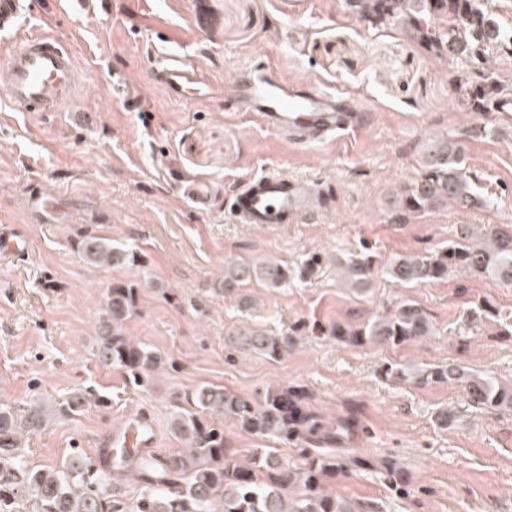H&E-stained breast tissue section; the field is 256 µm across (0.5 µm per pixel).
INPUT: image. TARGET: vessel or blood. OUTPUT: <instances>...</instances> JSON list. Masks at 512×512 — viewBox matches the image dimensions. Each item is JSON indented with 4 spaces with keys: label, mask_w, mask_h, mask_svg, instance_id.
Returning a JSON list of instances; mask_svg holds the SVG:
<instances>
[{
    "label": "vessel or blood",
    "mask_w": 512,
    "mask_h": 512,
    "mask_svg": "<svg viewBox=\"0 0 512 512\" xmlns=\"http://www.w3.org/2000/svg\"><path fill=\"white\" fill-rule=\"evenodd\" d=\"M155 69L160 82L177 97L197 98L206 90L203 70L185 67L175 58L158 61ZM75 81L74 61L66 46L54 36L33 34L10 56L0 87L19 111L55 112L70 98ZM232 99L235 106L254 113L267 130L302 147L358 133L365 124L346 98L289 81L260 60L236 71ZM314 194L306 180L267 172L236 190L229 212L239 224L296 223L312 214Z\"/></svg>",
    "instance_id": "vessel-or-blood-1"
}]
</instances>
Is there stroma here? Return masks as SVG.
<instances>
[{
    "mask_svg": "<svg viewBox=\"0 0 512 512\" xmlns=\"http://www.w3.org/2000/svg\"><path fill=\"white\" fill-rule=\"evenodd\" d=\"M20 2L19 31L0 32V65L22 35L50 34L71 52L77 87L55 112H20L0 94V225L28 241L23 255L0 258V401L21 414L34 400L89 399L19 439L29 467H58L76 451L98 458L117 430L142 420L154 431L153 452L174 456L184 446L170 430L175 397L215 386L255 401L288 386L334 436L327 490L361 512H512V412L476 407L459 382L383 375L392 364L451 362L512 384V338L469 315L484 301L512 315V283L455 273L402 285L381 275L358 292L340 266L364 247L383 265L437 253L486 224L512 225V111L492 113L488 135H470L447 60L399 30L371 28L344 0ZM169 55L206 71L205 96L182 100L156 80L155 59ZM254 59L343 94L364 112L365 128L302 148L274 135L228 96L236 70ZM430 137L459 144L493 206L451 204L395 223L397 195L423 174ZM271 169L310 181L326 204L295 224L232 221L231 192ZM196 185L208 205L191 198ZM34 189L60 204L50 223L28 208ZM86 232L134 247L140 262L85 263L76 244ZM314 253L321 266L294 286L253 282L231 297L215 286L228 262L295 268ZM116 282L142 286L126 336L167 362L143 388L94 356ZM407 301L427 311L435 336L351 347L329 334ZM256 329L295 332L297 344L287 359H267L237 341ZM222 423L225 441L246 456L273 448L292 462L307 446Z\"/></svg>",
    "mask_w": 512,
    "mask_h": 512,
    "instance_id": "1",
    "label": "stroma"
}]
</instances>
